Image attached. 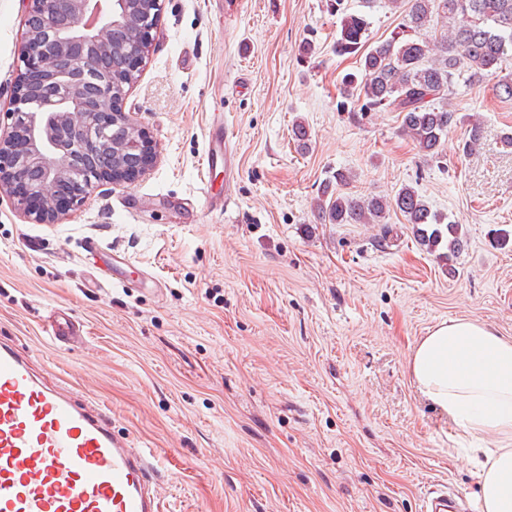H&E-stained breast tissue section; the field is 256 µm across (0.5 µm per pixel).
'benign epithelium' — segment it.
<instances>
[{"mask_svg":"<svg viewBox=\"0 0 512 512\" xmlns=\"http://www.w3.org/2000/svg\"><path fill=\"white\" fill-rule=\"evenodd\" d=\"M19 46L23 64L10 98V130L0 133V196L35 224H57L98 185H131L157 161L156 144L123 107L153 42L160 0H28ZM125 25L134 38L120 72L102 69L112 55V29ZM116 127L130 133L143 158L125 167L126 145L98 165L104 137Z\"/></svg>","mask_w":512,"mask_h":512,"instance_id":"benign-epithelium-1","label":"benign epithelium"}]
</instances>
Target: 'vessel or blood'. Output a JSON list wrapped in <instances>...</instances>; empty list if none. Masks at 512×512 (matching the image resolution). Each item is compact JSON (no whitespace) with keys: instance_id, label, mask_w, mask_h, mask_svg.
<instances>
[{"instance_id":"b4317fda","label":"vessel or blood","mask_w":512,"mask_h":512,"mask_svg":"<svg viewBox=\"0 0 512 512\" xmlns=\"http://www.w3.org/2000/svg\"><path fill=\"white\" fill-rule=\"evenodd\" d=\"M53 342L80 331L67 312L51 316ZM152 453L117 438L104 412L44 385L27 359L0 344V512H161ZM444 485L423 512H461Z\"/></svg>"}]
</instances>
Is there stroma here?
Wrapping results in <instances>:
<instances>
[{"mask_svg":"<svg viewBox=\"0 0 512 512\" xmlns=\"http://www.w3.org/2000/svg\"><path fill=\"white\" fill-rule=\"evenodd\" d=\"M326 3L161 0L124 100L157 144L155 166L58 224L29 223L0 197V342L160 455L163 512H421L436 484L476 500L459 462L469 441L407 365L448 319L512 336V240H494L512 232V150L500 145L512 99L491 77L458 87L449 102L480 115V148L459 151L461 124L439 158L423 156L396 113L342 102L359 60L336 55L341 18ZM347 4L372 46L403 21L387 0ZM27 9L0 0V125ZM217 118L233 133L229 175L205 160ZM339 169L355 196L413 187L461 224L465 249L443 264L396 211L382 225L324 222L318 188ZM210 194L229 197L227 213ZM59 306L82 328L67 346L43 331Z\"/></svg>","mask_w":512,"mask_h":512,"instance_id":"obj_1","label":"stroma"}]
</instances>
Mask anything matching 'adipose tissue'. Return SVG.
Here are the masks:
<instances>
[{"instance_id": "1", "label": "adipose tissue", "mask_w": 512, "mask_h": 512, "mask_svg": "<svg viewBox=\"0 0 512 512\" xmlns=\"http://www.w3.org/2000/svg\"><path fill=\"white\" fill-rule=\"evenodd\" d=\"M408 368L418 393L465 436L481 512H512V337L457 318L430 330Z\"/></svg>"}]
</instances>
